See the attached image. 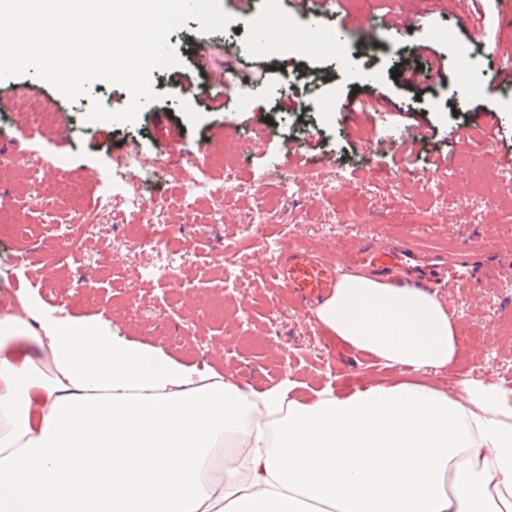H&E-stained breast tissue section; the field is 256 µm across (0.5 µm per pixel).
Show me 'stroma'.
<instances>
[{
	"label": "stroma",
	"instance_id": "35a3bbf8",
	"mask_svg": "<svg viewBox=\"0 0 512 512\" xmlns=\"http://www.w3.org/2000/svg\"><path fill=\"white\" fill-rule=\"evenodd\" d=\"M222 0L231 22L226 32L199 34L188 21L168 37L180 67L152 75L161 101L145 106L132 122H86L93 102L126 108L127 88L96 81L68 100L27 74L0 79L9 109L0 130V213L23 225L0 233V308L18 293L38 296L75 317L103 316L121 335L162 347L190 364L207 365L243 386L260 389L283 378L298 382L300 396L332 382L349 391L369 380L401 378L398 369L375 365L317 321L312 309L273 281L266 247L287 257L297 249L334 255L337 274L367 273L359 249L369 243L407 240L423 253L455 258L473 248L490 255L492 270L467 288L442 282L428 290L444 301L459 327L465 350L453 372L437 383L456 392L462 378L512 382V83L493 85L512 51V21L487 23L473 34L457 0H339L341 13L380 16L406 10L415 30L384 28L373 46L353 32L345 43L351 65L285 46L276 53L253 48L252 19L274 13L291 27L303 24L288 0ZM452 31L455 40L441 39ZM430 48L416 55L418 45ZM208 46L215 66L233 59L237 73L260 74L246 104L225 97L213 110L200 88L206 80L192 47ZM474 50L471 81L479 93L465 97L455 71L457 47ZM441 57L437 86L405 85L392 73L401 66ZM296 95L302 111L283 112L281 96ZM382 96L388 112H346L349 99ZM49 112L47 124L30 123L28 109ZM495 110L497 122L478 127L476 117ZM428 137L415 142L412 125ZM471 138L455 143L454 133ZM247 141L234 180L210 170L213 189L205 201L185 198L183 187L200 151L221 140ZM395 140V152L379 151ZM315 150L331 162L321 173L288 150ZM137 152L157 167L141 190L151 209L125 210L120 199L96 207L112 160ZM91 212L76 257L63 258L62 237L71 219ZM162 217L164 240L180 254L168 279L155 269L156 254L142 248L131 225ZM235 249V263L225 261Z\"/></svg>",
	"mask_w": 512,
	"mask_h": 512
}]
</instances>
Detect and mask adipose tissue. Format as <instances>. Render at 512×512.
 I'll use <instances>...</instances> for the list:
<instances>
[{"mask_svg":"<svg viewBox=\"0 0 512 512\" xmlns=\"http://www.w3.org/2000/svg\"><path fill=\"white\" fill-rule=\"evenodd\" d=\"M316 317L389 368L463 352L434 295L365 274ZM296 387H245L18 297L0 312V512H512L511 388Z\"/></svg>","mask_w":512,"mask_h":512,"instance_id":"obj_1","label":"adipose tissue"}]
</instances>
